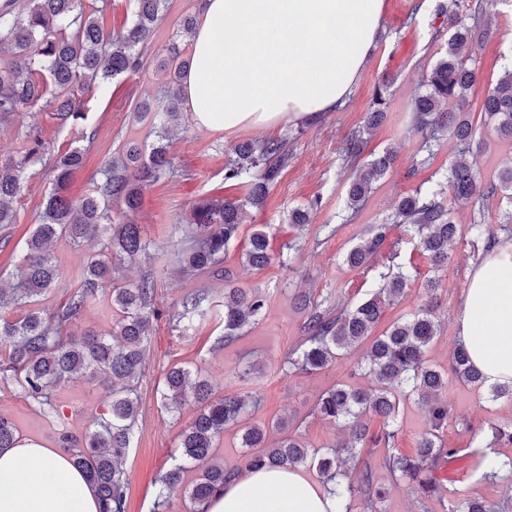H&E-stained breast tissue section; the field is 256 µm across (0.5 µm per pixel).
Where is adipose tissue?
Listing matches in <instances>:
<instances>
[{"label":"adipose tissue","mask_w":512,"mask_h":512,"mask_svg":"<svg viewBox=\"0 0 512 512\" xmlns=\"http://www.w3.org/2000/svg\"><path fill=\"white\" fill-rule=\"evenodd\" d=\"M194 63L181 83L197 123L233 133L335 111L375 43L385 0H197ZM458 332L487 383H512V248L475 268ZM206 512H336V500L300 472L250 470ZM0 512H98L69 456L24 439L0 451Z\"/></svg>","instance_id":"obj_1"}]
</instances>
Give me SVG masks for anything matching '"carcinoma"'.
<instances>
[{
  "label": "carcinoma",
  "mask_w": 512,
  "mask_h": 512,
  "mask_svg": "<svg viewBox=\"0 0 512 512\" xmlns=\"http://www.w3.org/2000/svg\"><path fill=\"white\" fill-rule=\"evenodd\" d=\"M129 2L133 23L122 33L111 35L104 32L97 19L83 13L79 0H24L20 9L19 0H0V124L11 123L23 108L42 103L59 128L71 129L77 121L86 120L77 93L90 89L93 81L106 82L139 72L166 0ZM452 3L457 10L443 15L444 25L452 31L448 51L434 63L423 80L424 92L413 100L412 126L430 155L439 150L443 137H448L454 161L444 178L451 200L480 201L502 195L512 201V167L499 171L497 179L483 182L470 161L476 129L470 120L467 95L479 76L476 65L460 55V50L480 46L494 36L495 31L485 21L489 0ZM166 51L163 67L171 70L172 79L177 81L189 62L182 58L177 41L170 43ZM388 86L385 80L375 90L364 126L352 130L344 140L342 162L352 168L347 206L353 210L363 205L373 184L387 174L395 160L394 153L386 151L359 163L364 135L385 118L384 90ZM481 111L495 124L499 137L512 144V60L503 63L496 84L484 92ZM139 116L153 119L151 132L156 140L143 149L131 145L125 156L106 163L101 179L78 200L70 196L69 184L84 163L86 147L75 145L53 156L54 186L14 266L12 277L17 285L8 293L0 288V377L18 385L46 417L61 418L54 404V391L76 374L104 386L112 385L109 414L101 418L96 429L81 439L62 437V448L95 489L99 512H126L128 478L121 459L131 447L140 409L136 386L153 322L159 319L154 279L120 282L115 277L116 269L146 253L149 243L142 237L139 225L119 224L112 219L111 204L136 210L145 184L174 173L168 135L170 123L180 117L178 99L170 97L154 109L145 103ZM22 139L18 155L0 162V224L16 222L9 203L20 196L29 171L42 163L49 151L34 130L22 134ZM291 159L286 138L239 145L236 159L224 168V182L232 186L247 184L246 202L203 198L193 206L186 246L176 255L188 278L221 268L230 245L239 237L242 207L246 203L262 204ZM393 223L407 226L419 237L420 249L434 268L439 270L448 264V243L457 236L458 225L451 217V204L445 202L443 190L426 194L417 191L402 197ZM389 229L388 224L370 225L367 234L346 254L345 264L350 268L370 266ZM467 231L484 240L489 248L496 242L480 218L473 220ZM60 238L76 247L96 238L100 248L85 257L84 280L70 290L67 300L53 310L39 309L38 298L59 286L58 269L48 245ZM244 255L246 263L254 268L270 263L264 230L252 233ZM412 280L410 269L400 266L368 299L353 307L340 301L327 305L306 291L294 296L304 322L300 343L285 355L288 369L315 373L336 360L341 351L372 339L367 360L374 386L334 387L317 402V413L335 423H344L348 429V435L327 455L316 456L295 435L287 434L268 444L267 429L288 428V422L278 419L270 427L254 424L241 429L243 467L215 462L216 439L224 434V428L239 423L249 408L257 406L258 398L250 394L216 399L211 385L190 369L169 370L163 381L162 406L167 409L172 404L178 408L190 394L199 410L182 433L175 464L160 477L156 507H166L170 491L183 482L190 469L199 474L189 487L188 498L196 512H204V505L245 469L312 466L332 484L343 512H348V500L358 493L366 497L371 512H376L382 492L374 486L370 465H365L355 484L344 479V464L350 458L372 454L379 446L389 448L394 444V420L401 395L417 397L429 428L418 439L413 454L390 452L383 464L392 478L408 484L419 500L441 494L442 486L435 473L458 449L444 447L441 438L450 415L448 401L442 398L448 388V374L430 364L427 357L440 332V322L434 314L438 281L425 283V301L411 318L374 335L383 309L403 297ZM100 295L111 298L112 308L118 311L112 333L103 336L90 330L71 332L74 321ZM11 305L24 306L28 311L22 318L11 320L3 316ZM267 307L264 294L236 286L229 271H224V336L220 341L227 345L238 340L245 328L265 316ZM209 313L208 291L199 288L182 299L169 322L192 328L205 321ZM452 371L465 382L485 383L462 342L453 352ZM366 413L382 419L379 429L361 422L360 417ZM483 435L493 443L512 444V424H492ZM18 439L14 422L0 413V450L16 447ZM478 465L485 479L512 478V458L495 461L482 452ZM452 512H512V503L497 506L466 498Z\"/></svg>",
  "instance_id": "cac0c4a2"
}]
</instances>
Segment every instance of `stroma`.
I'll return each instance as SVG.
<instances>
[{
  "label": "stroma",
  "instance_id": "35a3bbf8",
  "mask_svg": "<svg viewBox=\"0 0 512 512\" xmlns=\"http://www.w3.org/2000/svg\"><path fill=\"white\" fill-rule=\"evenodd\" d=\"M441 2L385 0L376 44L352 94L340 109L315 122L286 119L271 127L227 134L201 128L196 120L180 118L179 134L170 147L176 175L146 186L140 209L118 213V221L140 225L151 244L148 255L126 264L121 274L134 281L152 275L157 283L156 304L161 313L147 345L144 374L137 387L140 416L124 461L129 481L126 512H152L155 481L173 466L181 432L197 411L192 403L181 412L168 413L156 395L158 383L177 364L197 370L209 380L216 397L250 392L260 396L261 406L247 417V424L286 418L290 421L289 433L301 434L317 454H325L333 447L339 427L317 416L313 408L322 393L336 385L370 386L371 379L364 370L367 346L362 343L348 348L319 372L288 371L283 359L298 344L304 321L303 313L293 303L297 292L307 290L319 300L342 298L356 304L377 288L390 268L399 264L409 267L416 279L398 302L386 308L378 324L383 330L415 312L423 301L422 283L438 278L436 315L441 332L429 350V358L433 365L449 369L460 339L456 316L463 292L475 264L486 254L484 241L473 240L466 228L474 215H481L500 245L512 244V232L504 231L501 224L503 212L511 210L512 204L494 197L480 205H455L453 217L462 233L448 248L450 259L444 271L434 272L422 251L409 244L404 228L396 226L371 267L351 269L344 263L346 253L359 242L369 225L384 223L402 196L419 188L434 187L450 166V150L443 147L434 156H427L410 123V106L421 90V79L448 47L450 33L442 29V20L437 15ZM197 12V0H169L164 20L152 33L148 62L141 72L131 78L94 84L84 93L88 123L96 136L84 168L71 180L73 197H81L92 187L105 163L117 155L124 142L150 140L149 125L138 121L136 114L142 103L155 102L166 93H178V84L172 82L161 61L181 20ZM489 13L497 35L474 52L480 82L470 96V115L479 130L480 141L474 149L473 163L485 181L504 167L512 166V145L497 137L492 122L480 107L483 92L500 76L503 57L512 55V0H492ZM385 77L391 81L387 116L368 136L363 157L369 160L389 149L397 157L393 168L375 183L364 208L354 214L347 206L350 171L342 163L341 148L347 134L362 125L373 90ZM22 127L38 131L54 152L67 150L77 138L76 133L59 130L43 108L26 107L14 123L0 125L1 159H9L20 150L18 130ZM299 127L304 133L292 144L293 156L287 169L271 187L263 206L246 207L240 236L224 259L225 268L232 272L238 286L257 289L266 296L267 313L238 341L220 345L219 338L224 332V323L218 318L223 311V278L186 280L172 263L173 254L185 237V220L201 198H244V189L224 187V167L234 158L238 144L285 137ZM52 188L49 167L42 164L32 170L21 196L13 201L17 222L10 226L7 238L0 239V286H9L13 259L21 252ZM297 208L308 209L309 224H289L288 215ZM262 227L269 234L273 259L257 269L245 263L243 247L249 235ZM51 251L59 266L62 286L42 296L40 305L45 309L65 301L67 289L79 284L84 266V251L74 249L66 241H56ZM198 288L209 291L212 318L197 330L174 327L168 321L173 305ZM244 369L249 372L245 378L240 375ZM447 398L451 416L443 439L459 454L437 473L445 488L443 496L418 504L407 484L393 479L382 466L386 451L379 448L370 457L373 479L386 490L379 512H450L454 502L461 498H479L496 504L512 498V483L485 479L475 472L474 457L468 448L472 430L512 423V399L492 398L488 385L467 383L453 376L448 379ZM54 401L65 418L64 425L45 417L17 386L0 380V412L13 420L21 437L48 448H59L62 430L78 436L93 428L96 420L108 413L112 398L108 390L74 378L57 389ZM396 426V448L413 452L428 427L426 414L415 399L401 401Z\"/></svg>",
  "mask_w": 512,
  "mask_h": 512
}]
</instances>
